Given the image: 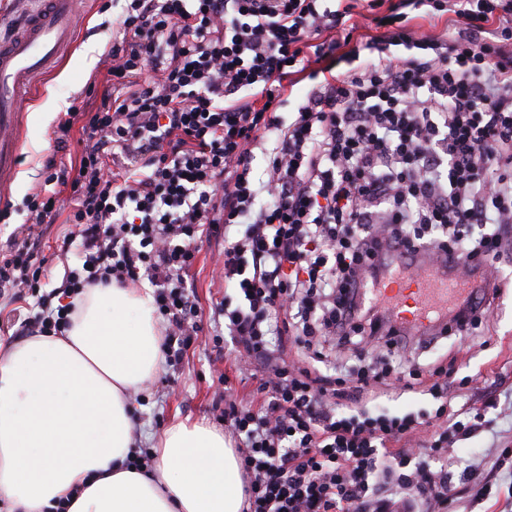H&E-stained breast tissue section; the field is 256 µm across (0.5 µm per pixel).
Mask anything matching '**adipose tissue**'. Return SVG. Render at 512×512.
<instances>
[{"mask_svg":"<svg viewBox=\"0 0 512 512\" xmlns=\"http://www.w3.org/2000/svg\"><path fill=\"white\" fill-rule=\"evenodd\" d=\"M151 289L75 296L63 333L0 350V512H242L223 431L176 420L144 473L128 467L130 399L161 363Z\"/></svg>","mask_w":512,"mask_h":512,"instance_id":"obj_1","label":"adipose tissue"}]
</instances>
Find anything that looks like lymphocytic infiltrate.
<instances>
[{
	"label": "lymphocytic infiltrate",
	"mask_w": 512,
	"mask_h": 512,
	"mask_svg": "<svg viewBox=\"0 0 512 512\" xmlns=\"http://www.w3.org/2000/svg\"><path fill=\"white\" fill-rule=\"evenodd\" d=\"M355 0H129L112 44L110 91L71 107L54 131L82 136L77 167L48 160L29 221L65 215L77 267L61 286L30 240L0 255V293L38 294L41 331L66 325V298L98 284L148 280L166 322L163 355L181 364L200 330L184 274L203 242L218 263L228 349L258 378L257 396L224 392V429L247 477L243 512H446L448 475L426 452L479 432L449 412L447 362L399 371L363 366L368 337L406 346L408 332L368 289L456 253L484 263L441 334L479 329L490 273L512 255V0H394L383 33L351 46ZM455 16V36L417 35L408 14ZM405 47L402 55L392 54ZM372 58L336 73L338 51ZM322 79L284 122L288 76ZM268 179L252 176L267 134ZM300 352L289 359L287 347ZM397 380L437 400L435 429L360 401Z\"/></svg>",
	"instance_id": "1"
}]
</instances>
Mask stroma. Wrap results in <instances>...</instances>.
<instances>
[{"label": "stroma", "mask_w": 512, "mask_h": 512, "mask_svg": "<svg viewBox=\"0 0 512 512\" xmlns=\"http://www.w3.org/2000/svg\"><path fill=\"white\" fill-rule=\"evenodd\" d=\"M125 0H75L76 35L62 59L38 81L34 93L23 104L22 151L18 169L30 172L27 182L12 179L0 207L10 215L0 220V252L23 238L29 217L27 199L44 181V165L56 159L77 164L78 144L58 150L53 130L71 105L92 109L108 89V55L118 34V21ZM75 225L57 219L43 228L39 237L43 256L51 268L50 287H59L64 276L63 242ZM217 243H203L185 278L202 317V329L186 351L178 368L160 367L146 390L133 402L137 419L134 429L140 447H151L174 419L202 420L219 425L216 406L222 377H229L237 394L249 396L258 382L239 373L233 357L216 351L213 308L224 294L215 260ZM499 290L480 335L447 336L418 347L413 357L421 365L447 358L459 379L469 378L468 387L449 385L452 409L469 407L481 416L483 427L474 437L449 446L433 469H447L459 491L455 512H512V261L502 263ZM376 413L403 416L432 414L436 404L430 396L388 390L369 402ZM486 490L473 498L472 484Z\"/></svg>", "instance_id": "1"}]
</instances>
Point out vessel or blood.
<instances>
[{
	"label": "vessel or blood",
	"instance_id": "b4317fda",
	"mask_svg": "<svg viewBox=\"0 0 512 512\" xmlns=\"http://www.w3.org/2000/svg\"><path fill=\"white\" fill-rule=\"evenodd\" d=\"M47 2V8L27 15L20 31L0 40V187L11 180L16 168L22 97L62 57L76 25L72 0ZM463 264L455 257L444 269L421 266L411 279H394L373 290L371 299L388 308L402 326L424 329L430 326L436 306L452 293L451 288L439 287V280Z\"/></svg>",
	"mask_w": 512,
	"mask_h": 512
}]
</instances>
